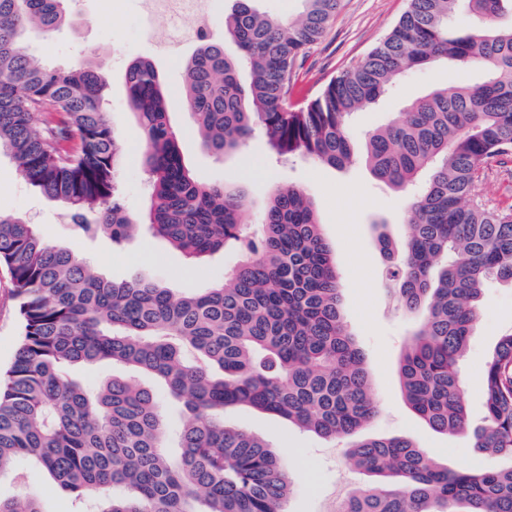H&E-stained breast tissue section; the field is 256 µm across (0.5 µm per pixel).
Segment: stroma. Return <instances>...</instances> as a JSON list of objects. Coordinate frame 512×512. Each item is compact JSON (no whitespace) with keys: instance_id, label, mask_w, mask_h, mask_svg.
<instances>
[{"instance_id":"1","label":"stroma","mask_w":512,"mask_h":512,"mask_svg":"<svg viewBox=\"0 0 512 512\" xmlns=\"http://www.w3.org/2000/svg\"><path fill=\"white\" fill-rule=\"evenodd\" d=\"M406 4L407 0H340L326 33L307 53L298 77L300 95L316 97L331 79L363 58L390 32ZM70 7L76 25L47 39H33L31 48L39 59L60 67L72 65L85 51H95V61L107 78L103 91L105 115L123 144L120 198L137 228L119 245L108 237L79 231L65 206L31 187L4 153L0 154V213L22 216L46 239L68 247L95 271L115 281L140 277L186 293L222 282L225 272L239 261L235 252H217L195 262L153 236L141 222L150 202L148 175L141 129L127 107L125 73L132 60L153 61L173 90L170 120L182 132L180 145L186 162L200 182L245 185L252 201L248 223L260 221L261 206L274 185L297 186L312 195L323 233L335 250L346 320L371 368L379 411L366 427V434L408 438L451 470L506 466L507 458L478 452L470 433L447 435L431 429L410 409L402 394L396 365L412 321L385 286L389 261L379 248L373 225L386 221V234L393 241H401L411 191L377 180L361 162L342 171L311 160L277 162L260 137L251 139L238 155L215 159L202 149L179 92L183 67L196 41L186 39L172 54L163 51L159 40L165 22L159 19L153 28L145 27V0H72ZM482 79L480 72L444 60L407 73L392 92L357 115L349 129L355 150H362L369 130L399 118L413 98L433 88L475 85ZM480 308L479 321L459 365L469 414L475 423L485 412L480 392L484 364L498 338L512 332V285L489 281ZM19 332L11 275L0 267V366L11 362ZM224 420L286 449L293 484L288 512H328L337 497L364 480L348 460L344 444L247 408L227 410ZM23 472L25 478L20 483L0 479L1 496L33 492L41 497L46 512H71L70 496L42 470L27 466Z\"/></svg>"}]
</instances>
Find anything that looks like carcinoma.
<instances>
[{
	"mask_svg": "<svg viewBox=\"0 0 512 512\" xmlns=\"http://www.w3.org/2000/svg\"><path fill=\"white\" fill-rule=\"evenodd\" d=\"M67 2L0 0V153L84 232L119 244L135 224L120 199L106 77L92 51L63 69L41 64L28 44L32 29L75 23ZM301 2L298 18L280 21L256 0H233L224 40H198L182 90L202 146L222 159L259 132L280 159L344 170L357 160L350 121L407 71L441 59L485 71L482 84L433 89L370 131L364 161L395 188L420 186L402 258L388 270V287L417 318L397 361L404 398L433 430L470 429L475 448L512 458V333L486 361L485 414L473 429L457 373L485 283H512V207L480 193L488 163L512 154V23H499L512 0H408L384 39L298 108V69L339 0ZM459 12L473 17L470 29L454 27ZM126 86L144 135L150 231L191 259L233 248L241 260L202 292L114 282L22 217L0 214V265L21 317L16 356L0 370V478L25 460L72 496L73 512H286L283 454L227 425L224 412L247 407L331 441L376 415L332 247L299 187H274L261 223L244 224L248 190L201 183L186 164L155 65L132 61ZM101 363L154 378L186 419L170 431L155 392L132 378L88 390L70 377L74 365ZM346 455L387 482L352 490L336 512H512V465L450 471L399 437L366 436ZM0 512L45 510L25 494L0 496Z\"/></svg>",
	"mask_w": 512,
	"mask_h": 512,
	"instance_id": "cac0c4a2",
	"label": "carcinoma"
}]
</instances>
